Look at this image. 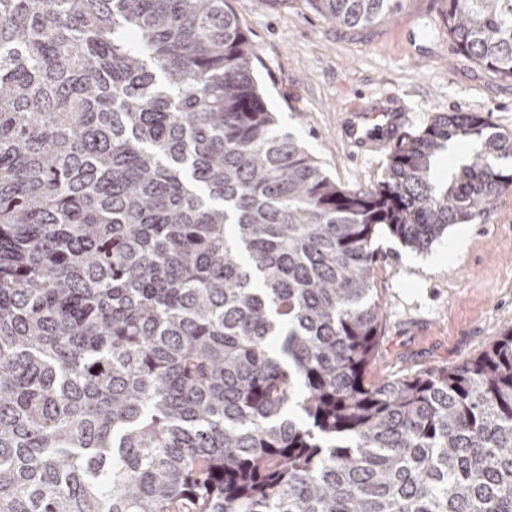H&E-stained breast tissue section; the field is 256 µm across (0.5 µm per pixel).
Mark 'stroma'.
<instances>
[{
  "instance_id": "stroma-1",
  "label": "stroma",
  "mask_w": 512,
  "mask_h": 512,
  "mask_svg": "<svg viewBox=\"0 0 512 512\" xmlns=\"http://www.w3.org/2000/svg\"><path fill=\"white\" fill-rule=\"evenodd\" d=\"M227 2L255 49L280 127L338 184L369 188L386 172L388 150H362L346 132L363 107L374 126L384 122L389 99H399L410 114L408 133L439 112H480L512 130V80L453 50L447 0H406L367 29L338 27L303 0ZM374 248L384 319L371 381L460 364L512 327V190L427 250L403 245L383 227Z\"/></svg>"
}]
</instances>
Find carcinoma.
<instances>
[{
    "label": "carcinoma",
    "instance_id": "obj_1",
    "mask_svg": "<svg viewBox=\"0 0 512 512\" xmlns=\"http://www.w3.org/2000/svg\"><path fill=\"white\" fill-rule=\"evenodd\" d=\"M448 35L512 79V0H448ZM255 60L227 0H0V512H512V327L367 380L376 229L475 220L512 130L442 112L347 189ZM474 149L470 142L454 143V145L436 161V170L440 175L448 174V169L458 166L472 154Z\"/></svg>",
    "mask_w": 512,
    "mask_h": 512
}]
</instances>
